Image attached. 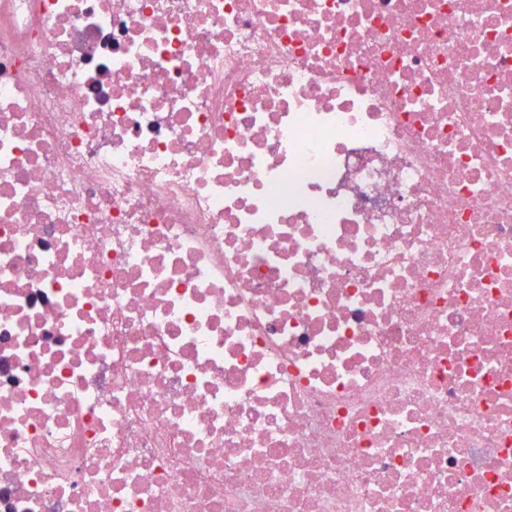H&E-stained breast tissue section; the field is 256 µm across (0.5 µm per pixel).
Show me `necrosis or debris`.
<instances>
[{"label": "necrosis or debris", "instance_id": "4bbe7bcc", "mask_svg": "<svg viewBox=\"0 0 512 512\" xmlns=\"http://www.w3.org/2000/svg\"><path fill=\"white\" fill-rule=\"evenodd\" d=\"M0 512H512V0H0Z\"/></svg>", "mask_w": 512, "mask_h": 512}]
</instances>
